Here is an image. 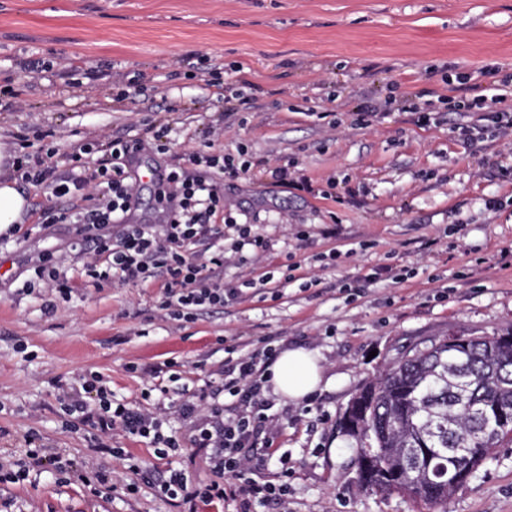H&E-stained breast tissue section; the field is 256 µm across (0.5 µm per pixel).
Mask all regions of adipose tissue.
<instances>
[{"label": "adipose tissue", "mask_w": 512, "mask_h": 512, "mask_svg": "<svg viewBox=\"0 0 512 512\" xmlns=\"http://www.w3.org/2000/svg\"><path fill=\"white\" fill-rule=\"evenodd\" d=\"M270 372L274 393L295 404L308 400L322 381V370L316 354L302 347L279 353Z\"/></svg>", "instance_id": "ef3b65f1"}]
</instances>
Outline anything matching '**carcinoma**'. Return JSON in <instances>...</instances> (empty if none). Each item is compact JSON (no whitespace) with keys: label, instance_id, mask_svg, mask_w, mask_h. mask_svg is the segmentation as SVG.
Listing matches in <instances>:
<instances>
[{"label":"carcinoma","instance_id":"1","mask_svg":"<svg viewBox=\"0 0 512 512\" xmlns=\"http://www.w3.org/2000/svg\"><path fill=\"white\" fill-rule=\"evenodd\" d=\"M465 375L472 402L500 401L512 411V353L502 350L499 334L470 335ZM454 381L448 373V350L435 339L402 353L367 382L374 391L366 421L370 433H348L354 442L352 462L360 467L363 449L373 448L384 471L399 477L390 483L372 477L365 488L397 493L428 512H448V449L481 446L474 435L478 418L458 403ZM421 441L436 452L413 472L405 449Z\"/></svg>","mask_w":512,"mask_h":512}]
</instances>
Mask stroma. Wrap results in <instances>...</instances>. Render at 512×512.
<instances>
[{"label":"stroma","instance_id":"stroma-1","mask_svg":"<svg viewBox=\"0 0 512 512\" xmlns=\"http://www.w3.org/2000/svg\"><path fill=\"white\" fill-rule=\"evenodd\" d=\"M214 69L251 90L218 97L202 83ZM510 80L512 0H0V86L21 90L18 108L0 109L1 143L18 154L46 132L61 162L88 134L143 139L168 125L167 154L145 143L129 162L136 224L161 220L147 171L245 148L254 167L225 180L224 214L271 244L224 262L225 286L266 288L178 322L159 283L92 282L74 225L38 223L56 200L25 184L29 208L0 235V461H27L29 474L0 483V512H180L150 486L148 440L69 422L64 394L100 377L114 402L157 412L187 439L186 395L266 346L318 351L324 368L308 402L268 398L281 419L273 445L292 466L283 512H412L359 486L336 423L399 351L512 330V135L464 141L457 123L482 115L448 109ZM367 106L378 114L365 123ZM279 168L312 178L315 194L283 188ZM47 250L67 293L26 285ZM104 438L118 455L96 452ZM30 448L73 472L60 480L28 462ZM91 471L110 475L111 497L90 494L80 476ZM448 512H512V446Z\"/></svg>","mask_w":512,"mask_h":512}]
</instances>
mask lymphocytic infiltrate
I'll use <instances>...</instances> for the list:
<instances>
[{"instance_id": "lymphocytic-infiltrate-1", "label": "lymphocytic infiltrate", "mask_w": 512, "mask_h": 512, "mask_svg": "<svg viewBox=\"0 0 512 512\" xmlns=\"http://www.w3.org/2000/svg\"><path fill=\"white\" fill-rule=\"evenodd\" d=\"M96 146L95 140H84L69 155L71 168L63 176L57 173L54 150L26 152L17 159L22 180L49 189L58 199L87 200V207H48L39 217L44 224L75 225L87 247V275L160 282L163 306L177 320L236 299L237 289L225 288L217 275L224 267L226 252L236 253L247 245L263 252L268 244L252 233L250 225L224 218L220 186L225 179L248 175L252 160L221 152L187 154L183 163L161 177L157 195L165 207L164 223L133 224L128 213L135 188L124 160L140 148L141 141L112 138L111 162L94 168L84 165L83 156ZM274 360L273 350L266 348L225 364L221 390L232 397L231 406L214 403L207 414H200L199 407L206 399L202 393L181 403L180 416L193 424L191 445L208 451L216 477L201 486L185 471L168 469L157 484L159 493L185 507L200 499L221 501L226 496L224 479L229 476L240 480L247 500L271 505L287 496L288 459L276 456L269 444L279 419L268 414L264 397ZM65 409L100 431L118 427L125 434L149 439L160 461L180 446L179 436L165 432L153 412L113 403L111 391L96 378L68 393Z\"/></svg>"}]
</instances>
